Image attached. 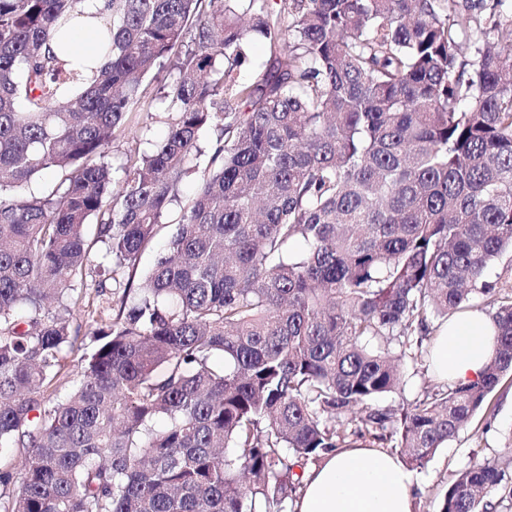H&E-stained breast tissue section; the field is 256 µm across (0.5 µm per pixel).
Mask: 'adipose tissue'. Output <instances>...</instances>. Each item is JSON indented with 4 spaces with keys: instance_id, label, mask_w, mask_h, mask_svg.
<instances>
[{
    "instance_id": "ef3b65f1",
    "label": "adipose tissue",
    "mask_w": 512,
    "mask_h": 512,
    "mask_svg": "<svg viewBox=\"0 0 512 512\" xmlns=\"http://www.w3.org/2000/svg\"><path fill=\"white\" fill-rule=\"evenodd\" d=\"M488 313L466 310L445 322L435 337V375L452 385L478 381L495 344ZM414 476L385 449L346 448L327 455L304 477L294 512H414Z\"/></svg>"
}]
</instances>
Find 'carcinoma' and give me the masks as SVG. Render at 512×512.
<instances>
[{
    "label": "carcinoma",
    "mask_w": 512,
    "mask_h": 512,
    "mask_svg": "<svg viewBox=\"0 0 512 512\" xmlns=\"http://www.w3.org/2000/svg\"><path fill=\"white\" fill-rule=\"evenodd\" d=\"M82 2L0 0V508L288 512L295 468L360 441L425 467L512 372V292L486 279L512 249L503 0H107L99 66L67 42ZM173 54L168 133L115 188L108 146ZM206 129L176 232L52 398L95 246L136 268ZM476 297L481 379L376 407ZM437 512H512V476L461 469Z\"/></svg>",
    "instance_id": "cac0c4a2"
}]
</instances>
